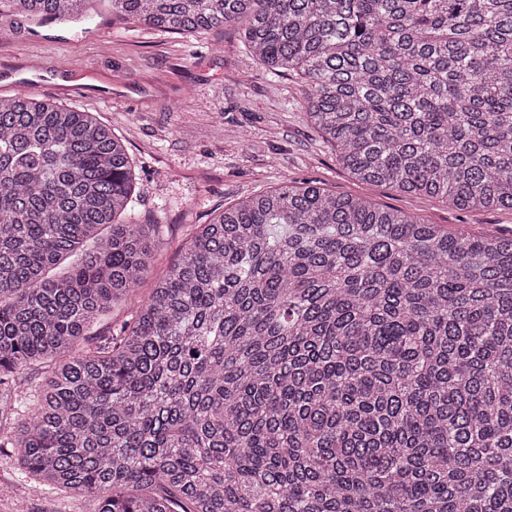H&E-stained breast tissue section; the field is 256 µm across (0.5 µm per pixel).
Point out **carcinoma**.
<instances>
[{
    "mask_svg": "<svg viewBox=\"0 0 512 512\" xmlns=\"http://www.w3.org/2000/svg\"><path fill=\"white\" fill-rule=\"evenodd\" d=\"M110 2L238 26L357 181L512 211V0ZM138 184L93 113L0 98V453L24 477L94 512H512V237L285 185L200 225L79 348L150 267L154 225L117 221Z\"/></svg>",
    "mask_w": 512,
    "mask_h": 512,
    "instance_id": "carcinoma-1",
    "label": "carcinoma"
}]
</instances>
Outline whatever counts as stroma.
I'll list each match as a JSON object with an SVG mask.
<instances>
[{
	"mask_svg": "<svg viewBox=\"0 0 512 512\" xmlns=\"http://www.w3.org/2000/svg\"><path fill=\"white\" fill-rule=\"evenodd\" d=\"M26 89L94 113L136 162L140 192L127 217L157 225L159 241L151 275L132 292L136 300L179 259L197 225L287 181L391 205L454 233L512 235V211H459L353 180L306 122L300 79L267 74L233 26L163 32L117 18L102 2L90 21L65 27L14 13L0 0V97ZM0 484L12 489L0 512L94 509L88 496L59 499L20 480L10 456H0Z\"/></svg>",
	"mask_w": 512,
	"mask_h": 512,
	"instance_id": "1",
	"label": "stroma"
}]
</instances>
